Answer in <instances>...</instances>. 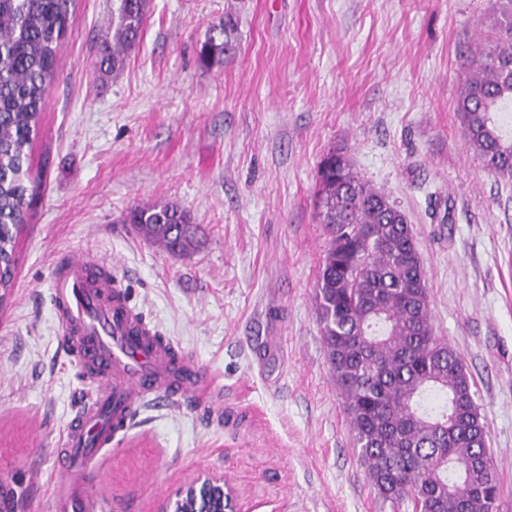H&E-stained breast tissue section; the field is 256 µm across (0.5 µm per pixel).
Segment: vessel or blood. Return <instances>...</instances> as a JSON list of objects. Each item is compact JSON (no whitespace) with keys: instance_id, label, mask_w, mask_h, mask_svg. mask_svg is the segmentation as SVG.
I'll list each match as a JSON object with an SVG mask.
<instances>
[{"instance_id":"obj_1","label":"vessel or blood","mask_w":512,"mask_h":512,"mask_svg":"<svg viewBox=\"0 0 512 512\" xmlns=\"http://www.w3.org/2000/svg\"><path fill=\"white\" fill-rule=\"evenodd\" d=\"M56 316L83 368L108 376L109 391L90 398L70 420L58 457L51 512H105L86 493L89 459L121 436L144 398L171 403L207 397L205 374L155 330L132 305L103 261L63 255L51 277Z\"/></svg>"}]
</instances>
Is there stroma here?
I'll return each instance as SVG.
<instances>
[{
    "label": "stroma",
    "mask_w": 512,
    "mask_h": 512,
    "mask_svg": "<svg viewBox=\"0 0 512 512\" xmlns=\"http://www.w3.org/2000/svg\"><path fill=\"white\" fill-rule=\"evenodd\" d=\"M119 5L76 0L33 146L43 177L0 304V512H47L68 422L106 388L61 347L50 281L66 253L105 261L224 407L218 424L144 403L89 465L112 512H154L212 474L245 512H411L370 484L317 318L315 190L334 147L413 229L434 332L474 383L512 512V183L468 149L456 111L496 0H148L139 44L104 73ZM228 13L237 49L203 65ZM168 202L203 230L189 253L123 221Z\"/></svg>",
    "instance_id": "1"
}]
</instances>
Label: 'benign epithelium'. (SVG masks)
<instances>
[{"instance_id": "7a95c632", "label": "benign epithelium", "mask_w": 512, "mask_h": 512, "mask_svg": "<svg viewBox=\"0 0 512 512\" xmlns=\"http://www.w3.org/2000/svg\"><path fill=\"white\" fill-rule=\"evenodd\" d=\"M157 512H242L237 489L222 476H207L181 487Z\"/></svg>"}]
</instances>
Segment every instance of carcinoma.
Wrapping results in <instances>:
<instances>
[{
	"instance_id": "carcinoma-1",
	"label": "carcinoma",
	"mask_w": 512,
	"mask_h": 512,
	"mask_svg": "<svg viewBox=\"0 0 512 512\" xmlns=\"http://www.w3.org/2000/svg\"><path fill=\"white\" fill-rule=\"evenodd\" d=\"M74 0H0V287L18 264L17 234L36 178L32 151ZM492 36L471 53L457 98L467 146L512 182V0H499ZM147 0H122L101 64L117 70L135 48ZM232 18L212 26L204 65L235 49ZM316 208L329 239L315 287L328 361L371 485L396 509L503 512L486 426L460 354L435 336L426 271L405 214L353 170L344 148L321 160ZM125 223L172 253L199 227L180 206H135Z\"/></svg>"
}]
</instances>
